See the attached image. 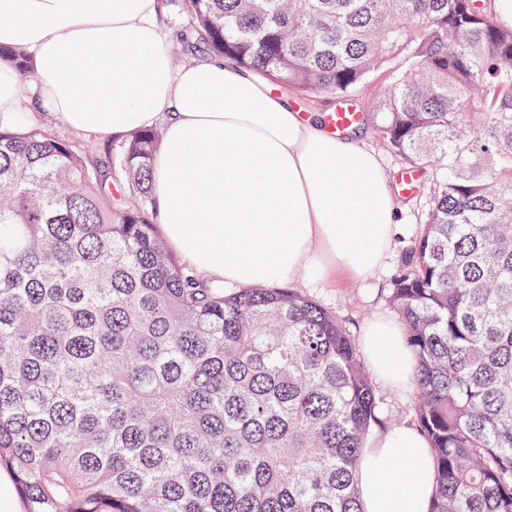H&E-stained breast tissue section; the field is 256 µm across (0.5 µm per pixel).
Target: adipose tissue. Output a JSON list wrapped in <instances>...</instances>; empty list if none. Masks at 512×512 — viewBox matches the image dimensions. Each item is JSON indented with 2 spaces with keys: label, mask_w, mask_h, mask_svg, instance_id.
Masks as SVG:
<instances>
[{
  "label": "adipose tissue",
  "mask_w": 512,
  "mask_h": 512,
  "mask_svg": "<svg viewBox=\"0 0 512 512\" xmlns=\"http://www.w3.org/2000/svg\"><path fill=\"white\" fill-rule=\"evenodd\" d=\"M159 0H0V45L25 48L34 74L0 69V122L38 107L101 138L162 128L150 187L169 247L217 285L370 275L398 234L377 157L349 132L301 115L288 94L222 57L173 66ZM362 343L389 387L415 381L401 327L376 320ZM403 452L406 476L391 463ZM363 512H427L434 468L423 436H371L356 473Z\"/></svg>",
  "instance_id": "adipose-tissue-1"
}]
</instances>
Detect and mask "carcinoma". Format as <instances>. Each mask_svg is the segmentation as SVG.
Instances as JSON below:
<instances>
[{
  "label": "carcinoma",
  "instance_id": "obj_1",
  "mask_svg": "<svg viewBox=\"0 0 512 512\" xmlns=\"http://www.w3.org/2000/svg\"><path fill=\"white\" fill-rule=\"evenodd\" d=\"M490 0H183L185 52L351 95L435 173L390 281L435 463L428 512H512V26ZM26 77L31 55L0 47ZM158 128L103 153L0 128V467L25 512H363L385 427L356 339L291 288L227 291L168 249Z\"/></svg>",
  "mask_w": 512,
  "mask_h": 512
}]
</instances>
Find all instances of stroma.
I'll list each match as a JSON object with an SVG mask.
<instances>
[{
  "instance_id": "stroma-1",
  "label": "stroma",
  "mask_w": 512,
  "mask_h": 512,
  "mask_svg": "<svg viewBox=\"0 0 512 512\" xmlns=\"http://www.w3.org/2000/svg\"><path fill=\"white\" fill-rule=\"evenodd\" d=\"M356 135L361 145L378 157L393 187L401 209L398 219L400 232L385 263L366 279L355 280L340 274L335 281L310 285L299 283L295 289L335 311L350 333L357 337L367 323L381 318L392 320L396 317L387 302V288L404 250L421 229L420 220L425 212L426 194L420 186L403 189L402 176L406 168L404 160L380 141L370 126H358Z\"/></svg>"
}]
</instances>
